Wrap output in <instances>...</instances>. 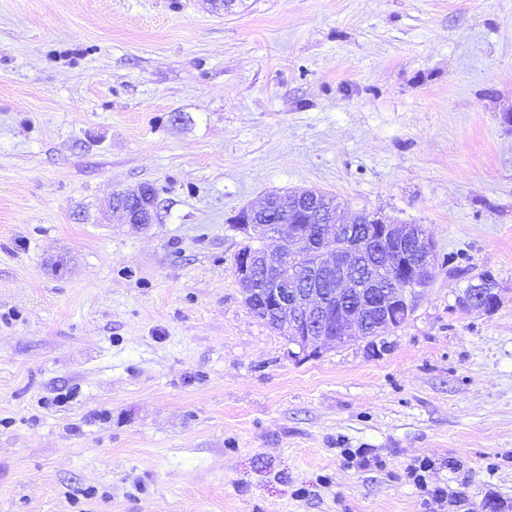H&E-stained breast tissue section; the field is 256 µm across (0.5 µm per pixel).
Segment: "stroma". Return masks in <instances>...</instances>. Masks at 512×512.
<instances>
[{"label": "stroma", "instance_id": "obj_1", "mask_svg": "<svg viewBox=\"0 0 512 512\" xmlns=\"http://www.w3.org/2000/svg\"><path fill=\"white\" fill-rule=\"evenodd\" d=\"M301 189L432 236L384 343L246 304ZM0 512H512V0H0ZM142 195L151 197L148 205L142 203ZM112 211L118 212L128 224H154L157 217L156 195L153 189L146 190L143 185L120 191L112 198ZM489 291L487 282L476 280L475 283L469 285V291L463 293L460 305L463 310L472 312H484L488 309Z\"/></svg>", "mask_w": 512, "mask_h": 512}]
</instances>
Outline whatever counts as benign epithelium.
<instances>
[{
  "instance_id": "1",
  "label": "benign epithelium",
  "mask_w": 512,
  "mask_h": 512,
  "mask_svg": "<svg viewBox=\"0 0 512 512\" xmlns=\"http://www.w3.org/2000/svg\"><path fill=\"white\" fill-rule=\"evenodd\" d=\"M296 205L277 210L272 224L254 216L267 202L248 206L235 218L252 241L283 234L288 244L276 250L241 249L234 274L253 313L264 321L288 325L290 340L301 351L320 350L338 341L380 340L408 317L418 290L427 287L437 259L435 244L423 224H394L377 212L350 220L341 205L323 224H299ZM112 211L128 224L146 225L157 217L154 190L140 185L114 194ZM383 257L377 269L369 257ZM484 280L469 285L463 310L488 309Z\"/></svg>"
}]
</instances>
